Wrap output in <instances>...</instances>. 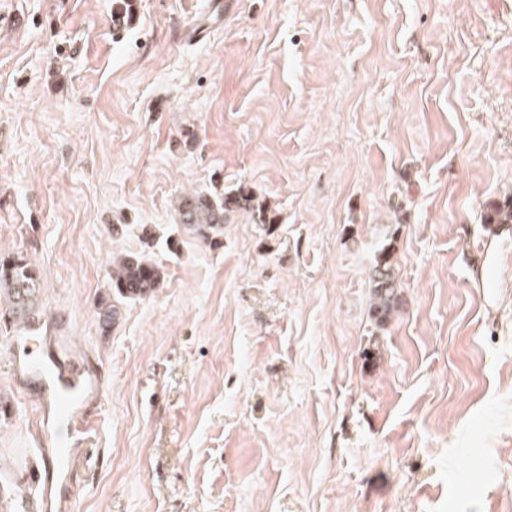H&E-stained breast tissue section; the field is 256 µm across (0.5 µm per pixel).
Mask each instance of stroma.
Returning a JSON list of instances; mask_svg holds the SVG:
<instances>
[{"label":"stroma","mask_w":512,"mask_h":512,"mask_svg":"<svg viewBox=\"0 0 512 512\" xmlns=\"http://www.w3.org/2000/svg\"><path fill=\"white\" fill-rule=\"evenodd\" d=\"M229 2L0 0V257L106 378L78 512H512V0ZM240 188L274 226L180 223ZM130 252L164 279L118 300ZM35 418L0 348L11 512ZM370 311L376 327H384L397 310L399 295L396 286L395 264L390 249L383 247L369 271Z\"/></svg>","instance_id":"35a3bbf8"}]
</instances>
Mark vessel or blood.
<instances>
[{"label": "vessel or blood", "instance_id": "obj_1", "mask_svg": "<svg viewBox=\"0 0 512 512\" xmlns=\"http://www.w3.org/2000/svg\"><path fill=\"white\" fill-rule=\"evenodd\" d=\"M40 328L34 318L5 338L11 377L43 414L32 433L45 462L31 496L33 512H73L71 447L89 434L92 416L103 407L106 381L99 368L75 361L59 337L41 335Z\"/></svg>", "mask_w": 512, "mask_h": 512}]
</instances>
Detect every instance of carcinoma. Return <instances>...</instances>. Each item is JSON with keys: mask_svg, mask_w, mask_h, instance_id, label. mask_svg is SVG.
I'll use <instances>...</instances> for the list:
<instances>
[{"mask_svg": "<svg viewBox=\"0 0 512 512\" xmlns=\"http://www.w3.org/2000/svg\"><path fill=\"white\" fill-rule=\"evenodd\" d=\"M181 223L200 238L209 239L224 229V214L244 210L260 217V223L273 225L267 208L251 194L239 190L214 200L198 194L179 199ZM161 270L156 264L129 254L112 264V291L122 299H143L159 287ZM370 311L375 325L385 326L397 310L399 295L395 264L390 250H380L369 271ZM41 280L37 267L23 257L0 262V298L6 300L14 324L19 325L39 307Z\"/></svg>", "mask_w": 512, "mask_h": 512, "instance_id": "carcinoma-1", "label": "carcinoma"}]
</instances>
